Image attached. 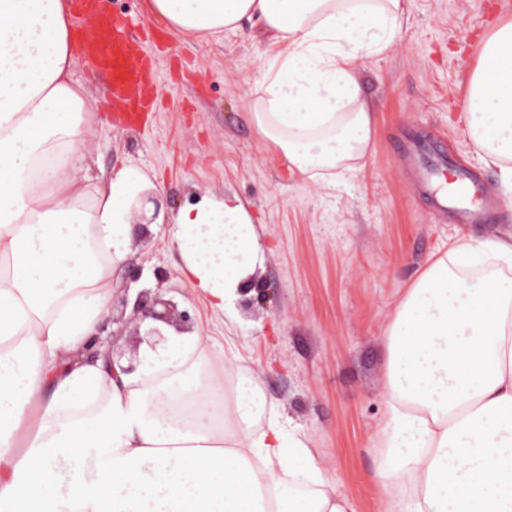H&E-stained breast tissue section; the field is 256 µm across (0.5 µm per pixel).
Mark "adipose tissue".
Returning a JSON list of instances; mask_svg holds the SVG:
<instances>
[{
  "label": "adipose tissue",
  "instance_id": "adipose-tissue-1",
  "mask_svg": "<svg viewBox=\"0 0 512 512\" xmlns=\"http://www.w3.org/2000/svg\"><path fill=\"white\" fill-rule=\"evenodd\" d=\"M406 0H149L192 37L260 27L275 52L253 118L291 170L361 168L373 129L358 64L389 51ZM67 0H0V512H351L310 437L286 435L256 383L226 386L211 337L169 331L112 376L85 347L137 224H160L140 168L92 173L98 108L73 77ZM512 188V21L483 41L463 106ZM168 244L228 321L265 248L243 201L202 196ZM493 263L480 278L463 266ZM512 238L462 243L389 330L379 512H512Z\"/></svg>",
  "mask_w": 512,
  "mask_h": 512
}]
</instances>
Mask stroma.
I'll return each mask as SVG.
<instances>
[{"instance_id": "stroma-1", "label": "stroma", "mask_w": 512, "mask_h": 512, "mask_svg": "<svg viewBox=\"0 0 512 512\" xmlns=\"http://www.w3.org/2000/svg\"><path fill=\"white\" fill-rule=\"evenodd\" d=\"M112 17L149 31L143 61L157 96L133 124L114 119L111 80L84 57L74 70L97 99L91 141L95 175L132 165L162 185L164 223L134 236L112 278L142 266L128 301L163 288L188 306L197 330L216 338L227 368L246 367L286 432L309 436L325 480L353 512H377L385 492L376 473L377 439L387 423L389 329L417 279L456 244L512 236V193L483 162L466 131L463 103L478 45L512 0H408L400 40L359 65L362 93L376 116L364 168L338 172L334 186L291 171L282 151L253 123L256 82L274 49L243 24L221 39L183 36L149 14L148 0H98ZM438 139L444 172L463 165L498 188L497 223L459 224L436 214L416 191L395 141ZM207 193L248 201L266 260L254 273L264 304L239 307L223 323L196 298L168 247L178 212Z\"/></svg>"}]
</instances>
